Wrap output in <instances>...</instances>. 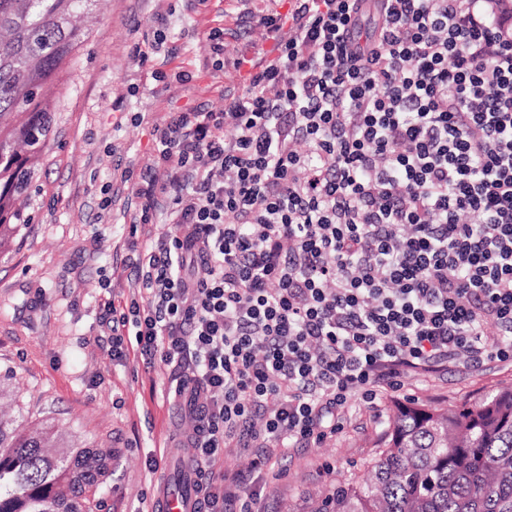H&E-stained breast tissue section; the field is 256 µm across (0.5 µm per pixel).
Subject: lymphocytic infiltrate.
I'll use <instances>...</instances> for the list:
<instances>
[{
    "instance_id": "obj_1",
    "label": "lymphocytic infiltrate",
    "mask_w": 512,
    "mask_h": 512,
    "mask_svg": "<svg viewBox=\"0 0 512 512\" xmlns=\"http://www.w3.org/2000/svg\"><path fill=\"white\" fill-rule=\"evenodd\" d=\"M287 3L222 111L157 127L139 221L173 229L101 320L169 370L207 512H258L269 459L228 479L227 447L316 446L353 397L512 360V0Z\"/></svg>"
}]
</instances>
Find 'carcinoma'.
I'll list each match as a JSON object with an SVG mask.
<instances>
[{"label":"carcinoma","instance_id":"cac0c4a2","mask_svg":"<svg viewBox=\"0 0 512 512\" xmlns=\"http://www.w3.org/2000/svg\"><path fill=\"white\" fill-rule=\"evenodd\" d=\"M100 0H0V252L32 223L23 205L56 123L49 92ZM112 449L51 420L0 418V512H98ZM310 512H512V387L459 406L398 407L362 474Z\"/></svg>","mask_w":512,"mask_h":512}]
</instances>
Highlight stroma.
I'll list each match as a JSON object with an SVG mask.
<instances>
[{"label":"stroma","mask_w":512,"mask_h":512,"mask_svg":"<svg viewBox=\"0 0 512 512\" xmlns=\"http://www.w3.org/2000/svg\"><path fill=\"white\" fill-rule=\"evenodd\" d=\"M266 0H105L70 75L50 96L55 134L38 167L33 224L0 254V370L15 375L16 400L32 421L70 428L86 447L112 449L101 512H146L156 478L194 472L192 448L160 445L193 427L169 403V372L145 370L136 352L113 358L100 318L108 301L136 291L124 266L131 241L169 232L138 223L134 183L171 113L224 108L240 89L232 66H211L207 33L224 32V55L271 52L247 15ZM512 385V364L465 362L406 376L379 407L353 399L342 426L316 448H265L262 512H305L337 478L360 474L398 405L455 406Z\"/></svg>","instance_id":"1"}]
</instances>
